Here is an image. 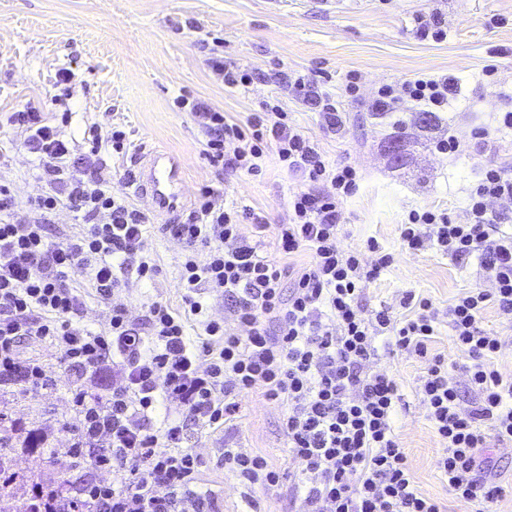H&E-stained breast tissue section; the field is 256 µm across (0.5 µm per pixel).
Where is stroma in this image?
Masks as SVG:
<instances>
[{
	"label": "stroma",
	"instance_id": "stroma-1",
	"mask_svg": "<svg viewBox=\"0 0 512 512\" xmlns=\"http://www.w3.org/2000/svg\"><path fill=\"white\" fill-rule=\"evenodd\" d=\"M440 15L448 37L436 42L418 37L413 19ZM226 57L248 65L256 80L248 91H225L208 66L214 44ZM499 68L500 83H486L483 68ZM75 75L70 99L60 111L70 113L67 137L87 151L83 137L89 126L108 134L123 126L129 135L128 156L108 158L112 190L124 192L122 176L133 169L143 146L168 148L188 164L191 191L209 185L230 201L261 212L267 223L287 220L286 201L296 177L276 156H268L261 174L218 173L203 155L204 137L197 125L174 106L184 92L216 110L240 118L271 97L282 98L296 122L319 140L329 160L347 162L362 176L358 193L342 208L340 245L364 248L376 238L395 255L393 265L370 284L362 298L363 313L379 306L398 307L406 291L429 296L439 309L478 281L476 267L461 268L433 249H403L399 226L413 207L438 208L456 221L465 218L466 190L479 167L494 163L512 171V130L497 132L490 154L473 151L450 158L437 153L434 138L454 133L464 143L474 131L493 125L496 112L512 107V0H342L322 9L312 0H0V114L20 110L29 101L51 102L59 93L55 75ZM298 71L319 86L342 92L349 73L360 75L359 97L345 100V128L325 133L314 113L286 96L273 75ZM450 73L462 93L441 113L435 129L406 125L409 138L402 166L386 156L393 132L389 119L365 109L381 84L401 82L421 73ZM0 181L17 189L20 215H27L29 197L40 193L29 155L11 128L0 127ZM150 252L160 267L151 281L128 272L123 294L132 317L147 302H166L182 310L179 271L182 245L147 227ZM23 357L38 360L50 379L45 389L0 393V415L26 429L39 428L55 453L16 450L9 465L19 476L60 481L73 475L72 460L63 452L68 433L79 426L70 407L75 373L60 362V352L37 338L24 340ZM375 369L389 371L404 394L397 427L420 493L441 502L445 512H475L473 504L452 498L436 468L440 439L425 416L415 389L425 371L423 360L408 355L380 357ZM281 405L261 394L244 401L235 437L242 448L264 454L276 468L292 471L280 430ZM188 443L201 457L203 479L218 492L219 512H291L288 495L248 494L246 487L219 461L223 431L189 428Z\"/></svg>",
	"mask_w": 512,
	"mask_h": 512
}]
</instances>
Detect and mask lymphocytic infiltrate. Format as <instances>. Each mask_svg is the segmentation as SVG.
Returning <instances> with one entry per match:
<instances>
[{
	"label": "lymphocytic infiltrate",
	"mask_w": 512,
	"mask_h": 512,
	"mask_svg": "<svg viewBox=\"0 0 512 512\" xmlns=\"http://www.w3.org/2000/svg\"><path fill=\"white\" fill-rule=\"evenodd\" d=\"M283 81L331 133L344 125V99L359 92L354 74L339 95L297 72ZM460 93L455 76L422 74L399 86L382 84L367 107L391 117L409 107L444 112ZM174 104L202 132L211 166L255 175L272 151L299 183L288 194L287 222L273 227L249 206L202 187L185 220L164 227L187 252L180 272L185 310L154 301L138 319L120 298L121 276L133 267L151 280L159 266L147 243L150 215L112 191L107 158L126 154V132L116 126L104 137L89 128V149L79 156L63 130L69 113L30 104L7 118L37 163L42 191L21 218L14 190L0 184V386L46 387L43 366L21 358L19 346L27 337L55 345L61 363L79 371L72 409L80 426L66 453L79 464L94 459L110 475L38 486L37 512H215L216 492L202 482V462L184 446L186 427L232 425L245 397L257 391L285 406L283 431L301 466L294 512H443L414 486L395 427L399 385L371 367L383 346L426 359L417 394L443 444L436 467L450 495L492 512L505 489L495 477L497 459L485 450L512 445V377L496 369L504 344L482 329L481 319L490 306L512 319V232L500 228L505 208H512V172L495 165L480 170L467 190L464 221L415 207L399 227L407 249L429 245L459 267L478 266L481 285L444 314L409 291L403 315L383 306L366 317L359 300L394 255L373 238L362 250L338 245L342 205L358 191L359 172L329 162L280 99L262 101L240 120L188 93ZM62 208L83 230L49 240L45 219ZM247 221L249 239L240 232ZM270 232L280 255L305 250L310 262L295 270L263 254ZM76 268L108 304L107 329L81 323L82 302L68 282ZM208 292L230 301L227 318L211 316L202 300ZM443 323L456 350L452 359L430 351ZM457 372L474 393L465 408ZM224 466L249 489L284 486L283 474L262 454L228 445Z\"/></svg>",
	"instance_id": "lymphocytic-infiltrate-1"
}]
</instances>
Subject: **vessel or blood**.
<instances>
[{"mask_svg":"<svg viewBox=\"0 0 512 512\" xmlns=\"http://www.w3.org/2000/svg\"><path fill=\"white\" fill-rule=\"evenodd\" d=\"M135 164L131 181L134 194L160 223H178L190 203L182 161L167 149L146 146Z\"/></svg>","mask_w":512,"mask_h":512,"instance_id":"1","label":"vessel or blood"}]
</instances>
